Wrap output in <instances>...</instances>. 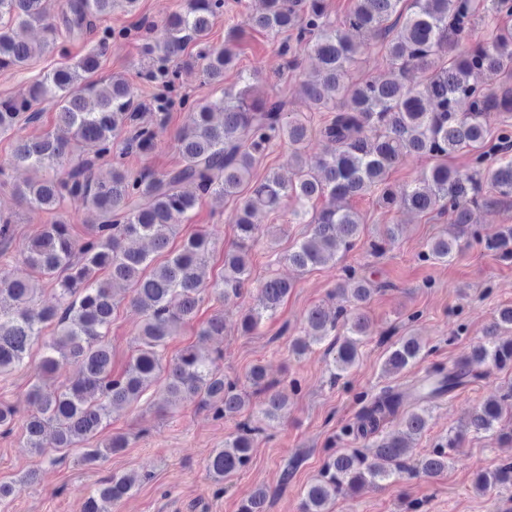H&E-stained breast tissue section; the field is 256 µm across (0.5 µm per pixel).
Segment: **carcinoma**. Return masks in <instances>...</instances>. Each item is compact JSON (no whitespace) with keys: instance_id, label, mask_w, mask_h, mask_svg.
Wrapping results in <instances>:
<instances>
[{"instance_id":"cac0c4a2","label":"carcinoma","mask_w":512,"mask_h":512,"mask_svg":"<svg viewBox=\"0 0 512 512\" xmlns=\"http://www.w3.org/2000/svg\"><path fill=\"white\" fill-rule=\"evenodd\" d=\"M119 1L130 7L136 3L67 0L62 23L70 33H80L111 14ZM223 12L224 0H188L187 7L161 28L106 29L87 54L39 75L29 96L0 99L1 133H16L36 121L35 105L42 101L52 102L57 111L56 126L44 137L16 138L10 164L33 173L30 181L14 188L16 198L59 218L43 225L20 252L22 263L36 278L0 272V373L21 364L49 326L53 335L43 342L44 374L67 363L79 367L78 377L58 390L35 384L29 391L25 434L28 446L40 456L48 448L67 450L89 441L109 408L140 400L157 383V406L162 410L196 397L215 417L233 418L244 413L254 395L260 398L267 422L283 419L285 400L261 366L249 373V393L224 378L219 352L203 354L188 347L165 359L170 338L194 318L202 301L199 284L214 242L209 233L198 232L159 264L134 244L149 239L155 252L166 251L177 226L202 196L238 201L236 242L224 252V272L212 285L213 295L222 301L241 297L250 279L249 251L260 234L255 214L275 213L288 202L294 204V218L309 226V233L286 255L288 263L302 271L353 249L363 219L339 202L367 194L389 211L448 215L456 233L429 241L422 253L426 261H451L468 236L500 258L512 259V228L481 239L472 231L475 210L512 199V124L503 119L491 132L492 117L512 112V84L498 80L512 64V25L507 23L512 19V0H352L338 25L327 19L325 0H265L264 11L247 15L245 27L272 35L287 32L289 40L278 45L281 55L291 54L296 43L318 60L317 75L303 81V90L312 111L332 116L316 130L307 119L287 111L284 99L257 94L263 82L259 72L239 75L237 90L204 102L170 94L143 102L122 77L114 76L106 84L94 79L110 46L134 37L149 59L144 75L151 82L173 88L180 58L190 44L197 49L195 63L204 80L224 81V73L236 66V54L229 43L214 46L208 40ZM480 12L498 23L485 40L474 44V21ZM32 24L42 26L45 33L38 45L16 33V26ZM58 36V26L44 13L43 0H0L1 70L25 69L35 56L54 49ZM373 42L384 50L390 78L352 80L351 67ZM415 71L425 73L423 84L412 82ZM176 107L187 112L186 124L176 136L183 164L160 174L126 168L123 156L154 150V125L163 123ZM314 131L336 145L316 170L302 158ZM278 141L293 150V174L255 177L257 163ZM118 143L121 151L103 168L98 160L112 156ZM88 145L95 147L94 157H80ZM464 149L471 154V164L462 172L450 166L448 158ZM416 155L432 158V166L394 192L387 182L389 171ZM324 198L331 203L315 208V201ZM68 205L99 215V222L88 225L82 238L72 234V225L63 217ZM398 231L399 225H386L371 241V251L382 253ZM46 284L53 288L56 302L38 308L35 298ZM119 287L131 293L130 302L141 310L144 323L135 353L116 377L108 336ZM291 288L287 280L265 279L244 315L243 331L252 332L272 318ZM337 291L343 304L334 315L319 305L311 307L305 337L291 344L292 353L300 357L311 344L327 343L326 363L334 382L358 360L367 336L364 308L374 289L351 269ZM505 326L512 328V308L500 312L470 359L431 369L405 395L385 391L372 399L357 424L342 428L340 435L375 433L408 396L416 407L404 417V433L381 441L372 459L357 448L330 455L305 492L303 512H332L337 497L361 485L378 487L415 469L435 476L447 468L448 449L459 447L467 430L437 444L416 464L411 463V440L426 430L431 403L477 377L474 365L489 370L512 365V340L498 339ZM421 355L422 346L404 336L392 345L385 367L400 372ZM501 417L500 403L489 401L473 414L468 430L490 432ZM264 432L248 417L237 423L224 447L207 460L215 483L248 465L255 440ZM126 446L125 437L114 436L84 449L85 460L93 463ZM36 479L37 473L30 471L13 484H0V501ZM137 482L130 475L102 481L84 512H109L108 506L129 495ZM507 483H512V463L478 477L482 491ZM270 498L269 491L259 490L240 512H267Z\"/></svg>"}]
</instances>
